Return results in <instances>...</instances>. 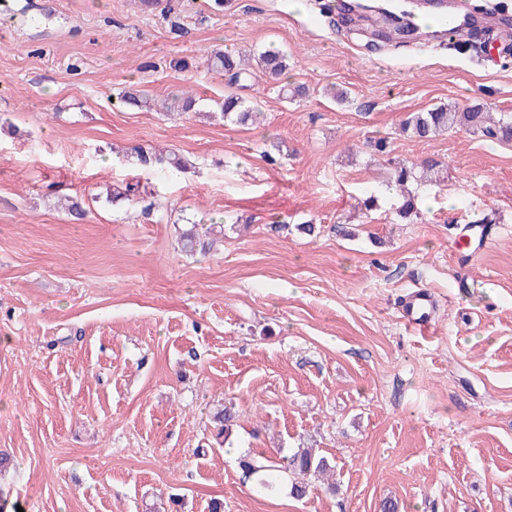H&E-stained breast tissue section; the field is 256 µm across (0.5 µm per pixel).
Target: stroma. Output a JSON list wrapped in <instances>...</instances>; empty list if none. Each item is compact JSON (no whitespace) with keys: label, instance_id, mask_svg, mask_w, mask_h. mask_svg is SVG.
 <instances>
[{"label":"stroma","instance_id":"stroma-1","mask_svg":"<svg viewBox=\"0 0 512 512\" xmlns=\"http://www.w3.org/2000/svg\"><path fill=\"white\" fill-rule=\"evenodd\" d=\"M172 5L0 0V512H512V142L401 130L448 102L512 114V54L377 37L340 0ZM269 48L302 95L205 65ZM132 84L194 91L195 109L119 104ZM228 94L259 122L217 117ZM371 138L389 161L441 162L417 219L392 212ZM140 147L190 168L141 169ZM128 184L136 200L108 201ZM483 218L492 240L458 263ZM199 220L224 239L189 255L177 238ZM417 290L435 302L424 333L401 320ZM299 447L334 465L335 491L262 494L239 466Z\"/></svg>","mask_w":512,"mask_h":512}]
</instances>
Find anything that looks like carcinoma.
<instances>
[{"instance_id": "1", "label": "carcinoma", "mask_w": 512, "mask_h": 512, "mask_svg": "<svg viewBox=\"0 0 512 512\" xmlns=\"http://www.w3.org/2000/svg\"><path fill=\"white\" fill-rule=\"evenodd\" d=\"M260 63L267 75L273 78L284 74L288 69L285 55L276 50L260 53ZM206 65L209 70L228 76L231 84H239L251 77V72L242 67L232 54L223 51L212 53L206 59ZM120 102L137 109L151 106L150 99L142 91L133 88L122 93ZM194 105V95L183 92L173 96L170 102L162 104V111L166 116L173 113L180 115L192 111ZM222 109L224 120L235 125L248 126L260 118V113L247 105L244 99L236 96L225 97ZM454 127L479 131L487 137L500 141L512 139L511 117L505 115L497 119L478 105L461 107L455 103L440 105L424 112H413L403 121L401 130L414 137L433 138ZM136 162L144 169L156 167L160 170L174 169L179 172L185 169L180 159L160 150H139L136 152ZM387 164L391 165L392 180L400 187V197L395 203L396 212L399 216L407 218L415 213V205L414 196L407 193L405 186L412 180H418L416 169L399 163L394 164L390 160ZM232 418L231 408L227 406L216 413L214 423L217 438L226 439ZM242 467L246 475L256 482L260 492L275 493L288 477L290 478V495L301 498L306 494L309 480L326 473L330 463L323 456H314L309 448H299L288 455L264 461L244 460Z\"/></svg>"}]
</instances>
